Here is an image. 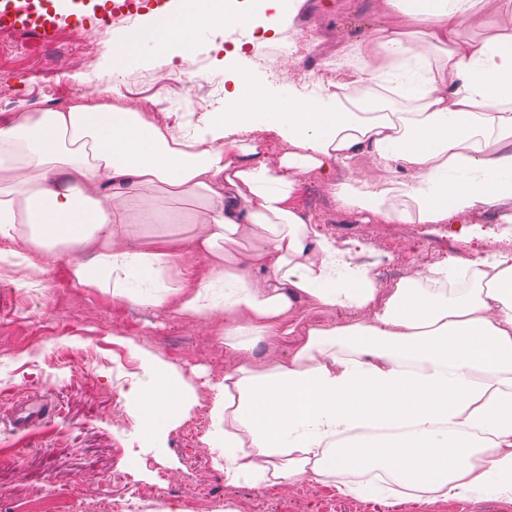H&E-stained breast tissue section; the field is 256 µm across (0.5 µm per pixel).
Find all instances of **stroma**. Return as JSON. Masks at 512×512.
I'll list each match as a JSON object with an SVG mask.
<instances>
[{
    "label": "stroma",
    "mask_w": 512,
    "mask_h": 512,
    "mask_svg": "<svg viewBox=\"0 0 512 512\" xmlns=\"http://www.w3.org/2000/svg\"><path fill=\"white\" fill-rule=\"evenodd\" d=\"M152 2L142 0L129 22L108 32L92 27L52 44L0 32V123L21 108L103 97L115 42L146 23ZM384 19L382 0H300L282 28L315 33L317 49L290 60L289 68L316 74L337 50L372 40ZM253 37L209 28L184 59L165 64L143 54L127 63L118 92L178 123L191 111L167 76L182 66L198 68L205 79L211 113L223 111L227 78L238 71L277 96L300 91L297 82L272 78L253 55L230 56L235 42ZM296 204L320 232L363 243L380 277L392 270L397 252L425 268L489 251L497 229L487 208L473 215L472 243L457 241L440 224H412L398 238L389 225L345 217L321 183L301 186ZM155 361L177 368L195 389L194 402L156 443L143 435L139 405L130 395L132 385L151 386ZM231 362L224 352L223 310L199 319L117 300L111 289L74 285L63 259L41 277L17 262L0 263V512H84L86 501L121 503L133 496L144 512H253L260 492L267 512H512V499L497 495L401 503L393 496L342 494L333 479L228 482L216 464L210 408ZM37 397L51 403L52 414L36 429L16 428V414Z\"/></svg>",
    "instance_id": "1"
}]
</instances>
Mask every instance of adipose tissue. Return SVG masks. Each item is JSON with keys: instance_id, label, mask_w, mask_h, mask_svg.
I'll return each instance as SVG.
<instances>
[{"instance_id": "ef3b65f1", "label": "adipose tissue", "mask_w": 512, "mask_h": 512, "mask_svg": "<svg viewBox=\"0 0 512 512\" xmlns=\"http://www.w3.org/2000/svg\"><path fill=\"white\" fill-rule=\"evenodd\" d=\"M483 3L383 0L405 24L352 46L345 81L280 98L240 74L223 111L184 134L120 105L18 112L0 125V258L42 273L66 254L76 285L196 317L223 309L239 362L211 414L229 482L381 469L406 496L512 497V253L434 265L386 292L294 204L300 174L316 170L340 208L378 224H465L495 206L512 230V9L477 41L463 25ZM230 18L277 29L226 0H181L125 36L112 72L145 51L186 56L199 28ZM269 134L291 146L274 162ZM364 152L406 171L401 202L381 181L337 182L336 164ZM158 191L201 210L188 243L212 276H188L180 248L132 243ZM306 304L351 317L307 323ZM295 335L288 359L255 353ZM153 369L138 397L156 440L194 391L175 368Z\"/></svg>"}]
</instances>
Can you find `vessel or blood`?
<instances>
[{"instance_id": "1", "label": "vessel or blood", "mask_w": 512, "mask_h": 512, "mask_svg": "<svg viewBox=\"0 0 512 512\" xmlns=\"http://www.w3.org/2000/svg\"><path fill=\"white\" fill-rule=\"evenodd\" d=\"M138 8L139 0H0V31L27 33L49 44L61 32L78 33L90 23L108 30L113 18L134 14ZM50 414L44 401L21 412L18 424L30 430Z\"/></svg>"}]
</instances>
